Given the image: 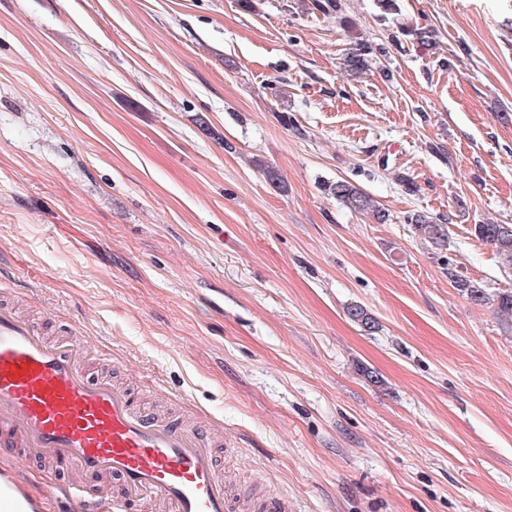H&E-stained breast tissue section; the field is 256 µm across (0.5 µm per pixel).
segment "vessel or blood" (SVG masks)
Listing matches in <instances>:
<instances>
[{
    "mask_svg": "<svg viewBox=\"0 0 512 512\" xmlns=\"http://www.w3.org/2000/svg\"><path fill=\"white\" fill-rule=\"evenodd\" d=\"M85 359L78 340L47 341L0 303V453L81 473V485L47 488L75 512H98L106 476L118 481L117 512H134L147 495L163 512H231L216 428L141 407L130 389L91 376Z\"/></svg>",
    "mask_w": 512,
    "mask_h": 512,
    "instance_id": "1",
    "label": "vessel or blood"
}]
</instances>
